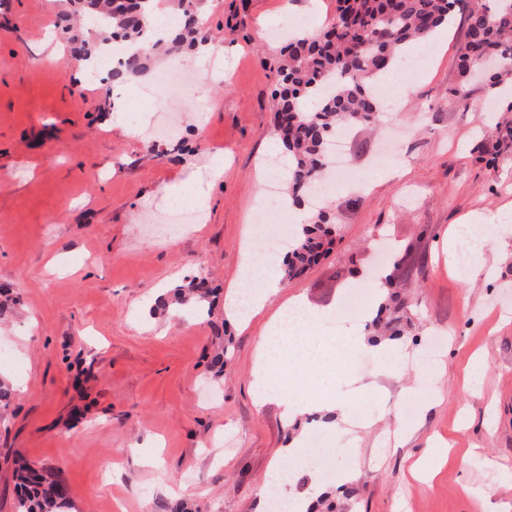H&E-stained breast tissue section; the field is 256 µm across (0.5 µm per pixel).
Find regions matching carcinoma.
<instances>
[{"mask_svg":"<svg viewBox=\"0 0 512 512\" xmlns=\"http://www.w3.org/2000/svg\"><path fill=\"white\" fill-rule=\"evenodd\" d=\"M181 14L179 28L155 50L176 52L211 42L200 25L192 0H172ZM153 0H126V6L108 15L93 12L97 25L112 29V37L129 45L123 62L108 74L123 83L147 72L150 55L138 47L148 37ZM461 12L467 26L466 40L456 52L460 82L470 80L479 60H491L495 70L486 74V87L495 91L512 77V0H336V12L346 20L333 23L303 38H293L278 61L279 87L275 92L274 135L288 152L285 175L287 195L296 203L308 197L327 164V149L336 130L346 126L375 125L376 79L398 59L406 45L427 40L450 24ZM333 217L329 210L310 214L295 230L288 247L284 279L301 275L333 243ZM191 295L198 304L213 293L204 279L177 295ZM403 335L397 319L387 317L381 305L373 323V335ZM17 487L15 512H68L70 497L58 480L46 477L21 456H14Z\"/></svg>","mask_w":512,"mask_h":512,"instance_id":"carcinoma-1","label":"carcinoma"}]
</instances>
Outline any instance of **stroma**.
<instances>
[{
  "label": "stroma",
  "mask_w": 512,
  "mask_h": 512,
  "mask_svg": "<svg viewBox=\"0 0 512 512\" xmlns=\"http://www.w3.org/2000/svg\"><path fill=\"white\" fill-rule=\"evenodd\" d=\"M67 0H0V375L15 385L0 413V512L15 510V479L2 454L19 453L63 480L70 512H165L175 498L194 512H259L279 489L316 485L340 512H512V223L488 241L474 277L463 278L448 234L474 216L512 206V148L497 149L495 111L482 84L460 85L454 65L466 25L435 33L442 52L404 75L397 112L377 136L350 133L361 180L329 200L336 241L329 257L283 281L250 321L225 310L242 291L243 263L281 275L284 251L255 224L265 185L288 156L274 138L269 38L284 21L310 31L334 18L336 0H212L202 23L229 80L144 92L183 56L111 85L74 79L68 57L44 60ZM206 95L211 109L196 111ZM121 100L130 125L142 113L176 115L178 139H131L109 129ZM223 163L221 180L191 179ZM180 204L200 223L174 232L144 223ZM409 253V338L376 347L367 319L338 313L345 292H369L392 267L384 251ZM195 278L216 288L211 311L155 310ZM323 312L321 331L343 355L291 397L330 393L336 428L312 414L286 418L267 398L287 365L255 368L269 318L291 298ZM222 377L209 365L218 343ZM303 439L294 457L285 448Z\"/></svg>",
  "instance_id": "1"
}]
</instances>
